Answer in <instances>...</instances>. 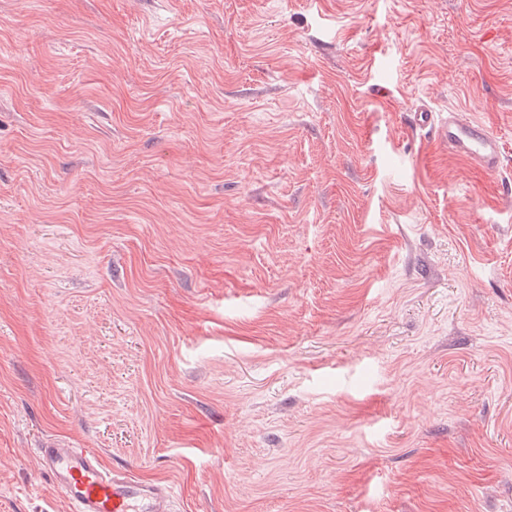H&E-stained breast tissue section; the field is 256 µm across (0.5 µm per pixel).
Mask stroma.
Instances as JSON below:
<instances>
[{"label":"stroma","instance_id":"stroma-1","mask_svg":"<svg viewBox=\"0 0 512 512\" xmlns=\"http://www.w3.org/2000/svg\"><path fill=\"white\" fill-rule=\"evenodd\" d=\"M511 182L512 0H0V512H512ZM407 122L412 133L425 130L435 142L475 162L485 172H497L502 166L504 153L499 137L456 111L441 114L423 107L413 112ZM42 469L72 512H174L175 492L164 482L134 478L108 469L100 455L57 439L36 448Z\"/></svg>","mask_w":512,"mask_h":512}]
</instances>
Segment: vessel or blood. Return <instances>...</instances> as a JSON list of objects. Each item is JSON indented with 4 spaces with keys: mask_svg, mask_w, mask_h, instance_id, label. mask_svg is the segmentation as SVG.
I'll use <instances>...</instances> for the list:
<instances>
[{
    "mask_svg": "<svg viewBox=\"0 0 512 512\" xmlns=\"http://www.w3.org/2000/svg\"><path fill=\"white\" fill-rule=\"evenodd\" d=\"M408 126L414 133H430L435 142L483 171L494 173L502 166L499 137L458 112L441 114L423 107L411 114ZM36 455L71 512H175L171 485L134 478L124 469H108L91 449L47 439Z\"/></svg>",
    "mask_w": 512,
    "mask_h": 512,
    "instance_id": "vessel-or-blood-1",
    "label": "vessel or blood"
}]
</instances>
